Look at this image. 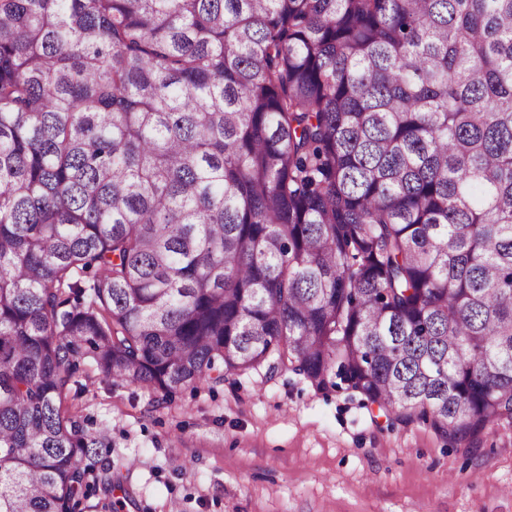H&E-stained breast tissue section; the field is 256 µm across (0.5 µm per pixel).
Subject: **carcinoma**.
<instances>
[{"label": "carcinoma", "mask_w": 512, "mask_h": 512, "mask_svg": "<svg viewBox=\"0 0 512 512\" xmlns=\"http://www.w3.org/2000/svg\"><path fill=\"white\" fill-rule=\"evenodd\" d=\"M512 423V0H0V512H76L79 357Z\"/></svg>", "instance_id": "cac0c4a2"}]
</instances>
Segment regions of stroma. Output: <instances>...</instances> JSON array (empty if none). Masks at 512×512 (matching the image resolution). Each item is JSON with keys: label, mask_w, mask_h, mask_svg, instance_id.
<instances>
[{"label": "stroma", "mask_w": 512, "mask_h": 512, "mask_svg": "<svg viewBox=\"0 0 512 512\" xmlns=\"http://www.w3.org/2000/svg\"><path fill=\"white\" fill-rule=\"evenodd\" d=\"M75 377L68 407L107 437L76 512H512V425L459 447L291 371L183 388L161 408L88 357Z\"/></svg>", "instance_id": "35a3bbf8"}]
</instances>
